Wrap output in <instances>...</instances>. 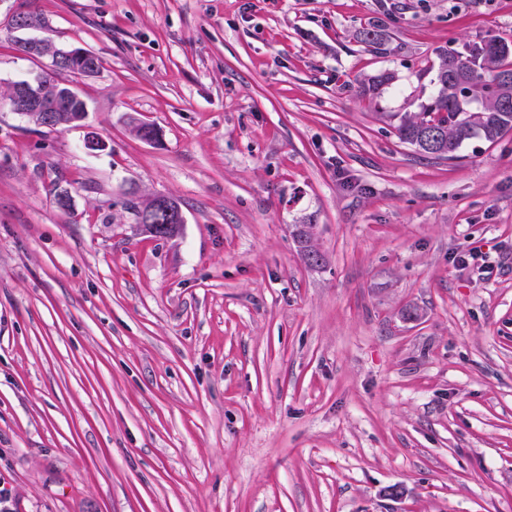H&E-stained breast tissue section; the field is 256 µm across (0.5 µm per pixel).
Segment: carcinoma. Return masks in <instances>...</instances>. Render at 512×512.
I'll use <instances>...</instances> for the list:
<instances>
[{"mask_svg": "<svg viewBox=\"0 0 512 512\" xmlns=\"http://www.w3.org/2000/svg\"><path fill=\"white\" fill-rule=\"evenodd\" d=\"M435 55L436 61L426 68L435 92L420 104V111L396 114L394 129L399 140L422 152L421 133L437 128L442 139L436 158L454 160L468 140L479 138L493 144L512 132V106L502 107L503 100L512 101V82L500 81L501 74L512 73V46L492 37L464 54L439 48ZM393 80L392 73L382 71L370 77L360 93L377 96Z\"/></svg>", "mask_w": 512, "mask_h": 512, "instance_id": "cac0c4a2", "label": "carcinoma"}]
</instances>
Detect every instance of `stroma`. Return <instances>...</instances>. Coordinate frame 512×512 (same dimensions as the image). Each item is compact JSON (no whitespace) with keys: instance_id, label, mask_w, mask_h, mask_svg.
I'll return each mask as SVG.
<instances>
[{"instance_id":"1","label":"stroma","mask_w":512,"mask_h":512,"mask_svg":"<svg viewBox=\"0 0 512 512\" xmlns=\"http://www.w3.org/2000/svg\"><path fill=\"white\" fill-rule=\"evenodd\" d=\"M35 7L101 67L60 76L83 127L0 103L8 512H512V133L448 161L393 129L436 48L512 43V0ZM9 8L0 93L49 68ZM140 202V209L138 205ZM137 201L135 198H130L126 201V208L130 210L141 226H159L163 230L172 231L179 228L183 224V216L179 206L172 200L157 196L149 201Z\"/></svg>"}]
</instances>
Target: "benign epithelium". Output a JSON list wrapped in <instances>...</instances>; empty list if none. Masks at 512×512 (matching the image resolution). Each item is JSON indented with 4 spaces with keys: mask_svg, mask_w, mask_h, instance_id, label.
Masks as SVG:
<instances>
[{
    "mask_svg": "<svg viewBox=\"0 0 512 512\" xmlns=\"http://www.w3.org/2000/svg\"><path fill=\"white\" fill-rule=\"evenodd\" d=\"M44 20L35 17L24 4L13 6L8 17V27L17 33H30L45 28ZM27 55L34 59L48 58L54 67L68 66L79 61H88L90 53L77 47H61L47 38L28 37L22 40ZM77 97L69 85L56 81L45 83L38 77L17 86L14 108L16 112L40 127L57 129L76 127L86 118L84 112H62L59 103ZM138 222L142 226H158L171 231L183 223L179 206L172 200L157 196L140 201Z\"/></svg>",
    "mask_w": 512,
    "mask_h": 512,
    "instance_id": "1",
    "label": "benign epithelium"
}]
</instances>
